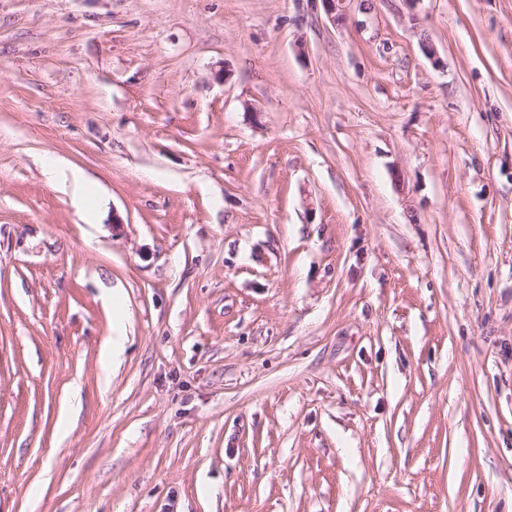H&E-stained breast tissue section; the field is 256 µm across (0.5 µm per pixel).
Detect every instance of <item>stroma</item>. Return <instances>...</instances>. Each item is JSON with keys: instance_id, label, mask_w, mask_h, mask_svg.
I'll use <instances>...</instances> for the list:
<instances>
[{"instance_id": "35a3bbf8", "label": "stroma", "mask_w": 512, "mask_h": 512, "mask_svg": "<svg viewBox=\"0 0 512 512\" xmlns=\"http://www.w3.org/2000/svg\"><path fill=\"white\" fill-rule=\"evenodd\" d=\"M342 14L0 0V512H512V0Z\"/></svg>"}]
</instances>
